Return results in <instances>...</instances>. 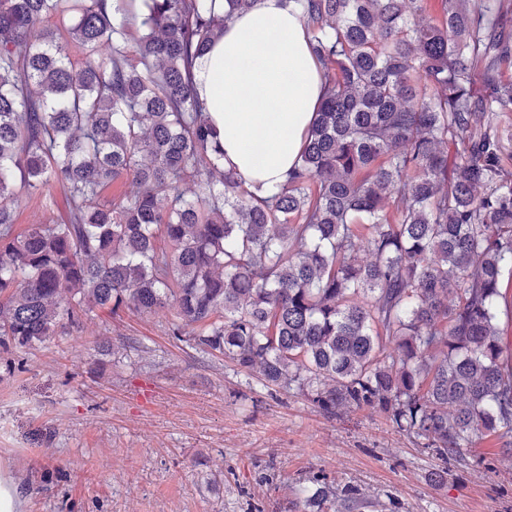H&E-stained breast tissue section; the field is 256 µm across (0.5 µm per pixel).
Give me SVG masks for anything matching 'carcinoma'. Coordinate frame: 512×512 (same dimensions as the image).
<instances>
[{
    "mask_svg": "<svg viewBox=\"0 0 512 512\" xmlns=\"http://www.w3.org/2000/svg\"><path fill=\"white\" fill-rule=\"evenodd\" d=\"M287 2L325 98L299 165L258 199L222 167L193 86L258 0H0V349L168 307L174 335L330 417L379 411L442 455L485 434L511 452L508 9ZM123 178L137 190L102 199ZM58 186L67 218L16 230L22 202ZM501 292L503 298L500 299V317L498 325L504 330L505 335L508 336V343L511 344L512 352V277L507 275L502 281Z\"/></svg>",
    "mask_w": 512,
    "mask_h": 512,
    "instance_id": "carcinoma-1",
    "label": "carcinoma"
}]
</instances>
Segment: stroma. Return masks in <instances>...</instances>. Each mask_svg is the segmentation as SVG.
<instances>
[{
  "instance_id": "obj_1",
  "label": "stroma",
  "mask_w": 512,
  "mask_h": 512,
  "mask_svg": "<svg viewBox=\"0 0 512 512\" xmlns=\"http://www.w3.org/2000/svg\"><path fill=\"white\" fill-rule=\"evenodd\" d=\"M174 312L98 314L0 353V474L23 512H512L495 437L445 458L382 413L331 418L173 335Z\"/></svg>"
}]
</instances>
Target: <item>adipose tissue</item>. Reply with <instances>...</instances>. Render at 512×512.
<instances>
[{"label": "adipose tissue", "mask_w": 512, "mask_h": 512, "mask_svg": "<svg viewBox=\"0 0 512 512\" xmlns=\"http://www.w3.org/2000/svg\"><path fill=\"white\" fill-rule=\"evenodd\" d=\"M307 28L286 0L236 15L201 57L193 82L220 133L224 169L266 196L299 158L323 94Z\"/></svg>", "instance_id": "ef3b65f1"}]
</instances>
